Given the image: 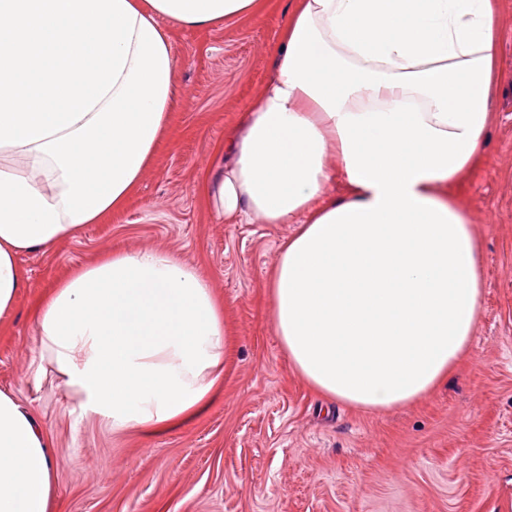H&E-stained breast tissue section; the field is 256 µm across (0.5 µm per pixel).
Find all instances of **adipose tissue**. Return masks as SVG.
<instances>
[{
    "label": "adipose tissue",
    "mask_w": 512,
    "mask_h": 512,
    "mask_svg": "<svg viewBox=\"0 0 512 512\" xmlns=\"http://www.w3.org/2000/svg\"><path fill=\"white\" fill-rule=\"evenodd\" d=\"M262 4L0 0V317L23 286L20 253L75 238L138 185L181 95L167 24L241 21ZM496 16L497 0H289L274 79L202 173L221 218L299 222L269 280L272 323L327 400L409 404L471 343L479 243L448 189L490 126ZM32 316L61 387L116 433L194 417L224 375V313L167 251L106 253ZM59 473L0 391V512H49Z\"/></svg>",
    "instance_id": "adipose-tissue-1"
}]
</instances>
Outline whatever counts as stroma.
Returning <instances> with one entry per match:
<instances>
[{"label": "stroma", "instance_id": "35a3bbf8", "mask_svg": "<svg viewBox=\"0 0 512 512\" xmlns=\"http://www.w3.org/2000/svg\"><path fill=\"white\" fill-rule=\"evenodd\" d=\"M287 0L241 23L170 27L183 91L121 211L22 254L0 318V391L39 425L60 467L54 512H512V0L494 120L456 194L481 243V318L466 354L414 403L365 411L326 401L294 371L272 327L269 277L292 224H227L200 174L273 74ZM157 249L197 266L224 304L233 349L195 418L120 435L79 417L32 320L56 283L103 253Z\"/></svg>", "mask_w": 512, "mask_h": 512}]
</instances>
